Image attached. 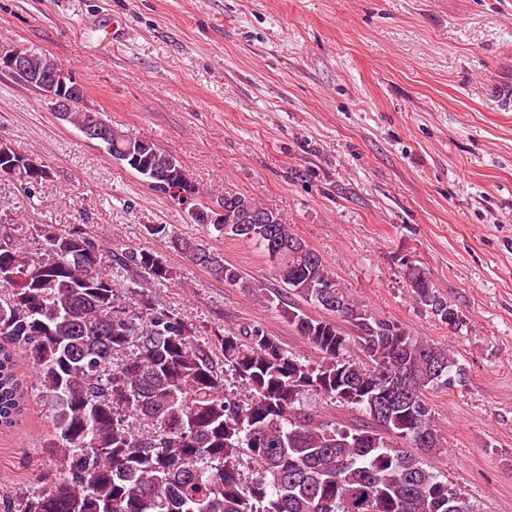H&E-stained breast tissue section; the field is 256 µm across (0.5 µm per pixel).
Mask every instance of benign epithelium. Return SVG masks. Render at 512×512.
Masks as SVG:
<instances>
[{"label": "benign epithelium", "instance_id": "7a95c632", "mask_svg": "<svg viewBox=\"0 0 512 512\" xmlns=\"http://www.w3.org/2000/svg\"><path fill=\"white\" fill-rule=\"evenodd\" d=\"M31 52L25 48H18L12 54L0 59V68L6 69L14 76L22 78L26 83L37 89L50 104L53 112L59 119H68V113L73 111V104L83 96V87L67 71L61 69L49 55L42 56V63L34 68L30 65ZM108 125L105 120L94 117L91 123L77 126V129L88 140L100 141L102 133L100 127ZM188 176L183 175L172 182L166 173L158 174L157 186L167 194L173 196L176 203L188 210V214L205 224L224 223V211L204 213L195 204L193 196L180 188Z\"/></svg>", "mask_w": 512, "mask_h": 512}]
</instances>
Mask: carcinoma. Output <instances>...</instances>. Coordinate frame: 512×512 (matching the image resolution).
Returning a JSON list of instances; mask_svg holds the SVG:
<instances>
[{
  "instance_id": "obj_1",
  "label": "carcinoma",
  "mask_w": 512,
  "mask_h": 512,
  "mask_svg": "<svg viewBox=\"0 0 512 512\" xmlns=\"http://www.w3.org/2000/svg\"><path fill=\"white\" fill-rule=\"evenodd\" d=\"M104 149L152 189L150 172L179 175L178 158L151 138L112 128ZM222 205L266 224L213 225L266 254L280 249L274 280L295 302L276 311L319 352L311 363L288 352L259 326L224 330L218 352L193 327L159 308L144 290L173 280L147 249L103 250L85 234L43 224L31 238L0 243V430L18 424L27 383L19 353L51 411L42 447L50 461L42 490L0 503V512H477L448 480L425 467L420 452L443 435L427 392L465 382L454 352L411 335L364 309L323 257L278 212L241 194ZM167 238L212 276L240 288L270 287L243 276L224 257L165 225ZM127 273L125 294L112 283ZM412 301L446 325L464 320L433 283L408 270ZM141 297L129 315L126 295ZM359 346L363 359L345 356ZM410 381L414 399L381 407L387 380ZM360 413L341 426L305 408L310 394ZM147 419L152 431L134 432Z\"/></svg>"
}]
</instances>
